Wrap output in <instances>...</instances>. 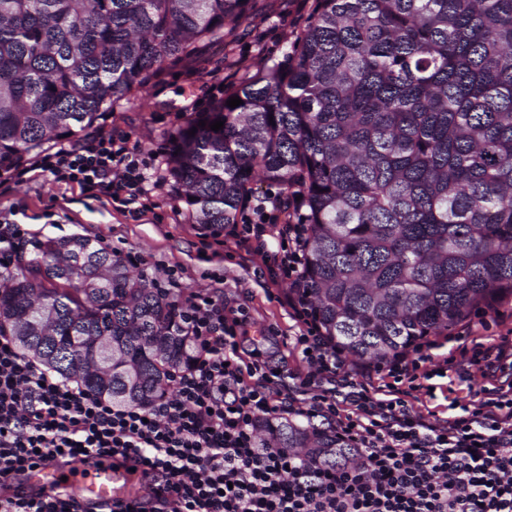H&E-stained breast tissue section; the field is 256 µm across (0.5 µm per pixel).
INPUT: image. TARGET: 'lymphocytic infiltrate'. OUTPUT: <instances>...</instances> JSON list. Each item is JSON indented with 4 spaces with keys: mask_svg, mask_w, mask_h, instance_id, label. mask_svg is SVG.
Returning a JSON list of instances; mask_svg holds the SVG:
<instances>
[{
    "mask_svg": "<svg viewBox=\"0 0 512 512\" xmlns=\"http://www.w3.org/2000/svg\"><path fill=\"white\" fill-rule=\"evenodd\" d=\"M131 219L153 207L149 165L116 128L53 147L32 165ZM303 204L270 193L246 205L237 246L264 253L275 230L271 278L299 280L305 228L289 223ZM175 319L196 354L151 405L116 406L22 355L0 335V484L36 462L106 455L141 465L148 499L111 512H512V337L454 335L456 355L435 359L426 340L379 365L347 368L340 350L306 312L293 316V347L306 373L285 377L259 352L242 355L250 318L201 291L177 304ZM500 382L477 400H451L448 416L425 410L440 373L463 369ZM301 417L324 426L358 456L320 469L298 452L262 448L260 418Z\"/></svg>",
    "mask_w": 512,
    "mask_h": 512,
    "instance_id": "lymphocytic-infiltrate-1",
    "label": "lymphocytic infiltrate"
}]
</instances>
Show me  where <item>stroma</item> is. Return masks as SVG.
Masks as SVG:
<instances>
[{"label": "stroma", "instance_id": "stroma-1", "mask_svg": "<svg viewBox=\"0 0 512 512\" xmlns=\"http://www.w3.org/2000/svg\"><path fill=\"white\" fill-rule=\"evenodd\" d=\"M266 12L250 17L236 32L235 51L269 66L286 61L297 31L307 21L293 0H268ZM224 58L220 46L209 48L189 69L165 71L162 81H150L135 96L113 105L112 121L129 137V144L163 160V144L171 130L185 120L181 107L193 102L203 112L217 98L211 73ZM154 208L141 221L81 195L78 187L55 184L48 177L13 172L0 186V225L20 224L34 239L81 234L118 253H141L146 275L164 266L176 267L187 290H207L244 304L254 329L269 331L265 358L283 373L304 371L300 354L287 345L297 329L285 303L288 282L271 284L259 274L261 261L234 243L219 253L207 252L199 235L202 225L191 223L185 203L167 183L153 189Z\"/></svg>", "mask_w": 512, "mask_h": 512}]
</instances>
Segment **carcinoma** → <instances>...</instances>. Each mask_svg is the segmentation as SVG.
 <instances>
[{"mask_svg": "<svg viewBox=\"0 0 512 512\" xmlns=\"http://www.w3.org/2000/svg\"><path fill=\"white\" fill-rule=\"evenodd\" d=\"M256 6L0 0V175L91 132ZM235 96L243 104L227 106ZM172 137L163 178L194 224L238 223L260 183L302 196L299 293L356 360H386L512 299V0H314L287 63L244 77ZM174 308L82 235L48 238L0 273V332L114 405L152 404L192 359ZM257 437L328 468L356 456L296 420L262 418Z\"/></svg>", "mask_w": 512, "mask_h": 512, "instance_id": "carcinoma-1", "label": "carcinoma"}]
</instances>
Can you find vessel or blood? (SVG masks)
Here are the masks:
<instances>
[{
	"label": "vessel or blood",
	"mask_w": 512,
	"mask_h": 512,
	"mask_svg": "<svg viewBox=\"0 0 512 512\" xmlns=\"http://www.w3.org/2000/svg\"><path fill=\"white\" fill-rule=\"evenodd\" d=\"M26 490L76 500L83 512H105L118 500L128 501L147 494L129 469L114 467L110 460L57 458L44 462L26 475Z\"/></svg>",
	"instance_id": "obj_1"
}]
</instances>
